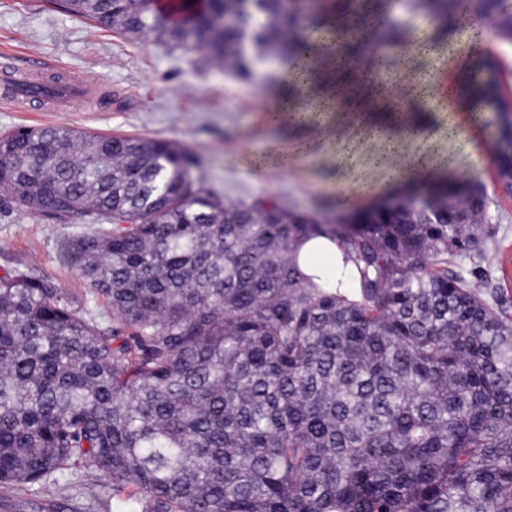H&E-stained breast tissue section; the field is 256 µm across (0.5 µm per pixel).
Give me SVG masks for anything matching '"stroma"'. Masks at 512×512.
Listing matches in <instances>:
<instances>
[{"label":"stroma","instance_id":"1","mask_svg":"<svg viewBox=\"0 0 512 512\" xmlns=\"http://www.w3.org/2000/svg\"><path fill=\"white\" fill-rule=\"evenodd\" d=\"M7 51L21 65L34 56L56 61L58 76L84 79L88 98L99 100L101 106L95 112H47L35 99L29 111L14 112L0 105V135L22 126L59 125L173 141L199 160L196 177L227 203L274 199L291 207L339 214L341 195L362 182L372 189L359 193L355 204L359 210L395 196L478 178L494 202L487 232L475 252L454 258L453 263L465 270L477 265L486 269L493 287L501 291L504 307L512 311V197L494 177L492 113L456 104L451 112L456 136L439 133L428 168L407 180L402 176L405 162L384 156L380 142L361 133L358 102L352 99L336 117L339 140L352 146L349 165L331 156H299L289 160L285 170L265 175L244 165L247 153L317 135L314 125L301 121L278 127L267 123L269 99L288 94L286 85L237 79L223 65L204 64L197 54L170 50L152 35L130 40L93 20L54 8L47 0H0V65ZM475 55L496 57L507 85L512 86V42L503 40L490 22L481 43L455 52L447 63L394 48L393 69L400 81L393 91L401 93L408 79L427 76L452 85L470 75L468 59ZM366 93L374 101L370 118L382 131L402 122L416 126L440 121L438 113L424 111L414 100L405 113L392 112L381 86L367 88ZM83 225L80 219L63 224L20 209L0 195V272L25 269L63 290L79 288L75 269L60 256V245ZM74 504L80 512H119L120 508L105 485L93 498L79 497L72 486L60 488L49 500L0 493V512H71Z\"/></svg>","mask_w":512,"mask_h":512}]
</instances>
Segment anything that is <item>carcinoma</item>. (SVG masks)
<instances>
[{"label":"carcinoma","mask_w":512,"mask_h":512,"mask_svg":"<svg viewBox=\"0 0 512 512\" xmlns=\"http://www.w3.org/2000/svg\"><path fill=\"white\" fill-rule=\"evenodd\" d=\"M119 34L224 62H302L284 0H179L174 21L143 0H61ZM457 0H412L433 22ZM512 41V5L472 0ZM372 42L409 43L380 18ZM462 89L503 127L499 61ZM177 145L65 126L0 137V192L87 227L66 239L84 296L28 271L0 276V487L88 494L95 469L136 512H512V316L488 274L448 259L477 245L493 200L478 183L421 192L324 224L278 202L227 206ZM325 237L353 287L315 284L300 245ZM106 317L80 301L96 297Z\"/></svg>","instance_id":"1"}]
</instances>
